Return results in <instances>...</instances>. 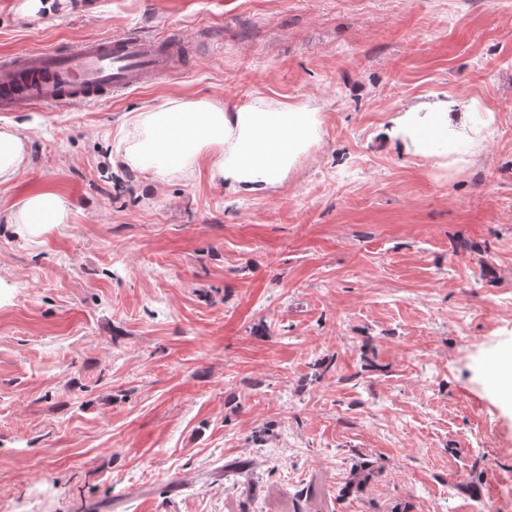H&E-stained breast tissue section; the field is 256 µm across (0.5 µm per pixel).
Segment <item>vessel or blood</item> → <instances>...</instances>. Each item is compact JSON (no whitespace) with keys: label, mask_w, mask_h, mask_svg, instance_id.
I'll return each mask as SVG.
<instances>
[{"label":"vessel or blood","mask_w":512,"mask_h":512,"mask_svg":"<svg viewBox=\"0 0 512 512\" xmlns=\"http://www.w3.org/2000/svg\"><path fill=\"white\" fill-rule=\"evenodd\" d=\"M181 38L134 32L82 41L72 50L27 52L0 65V112L22 106L75 107L135 90L168 74Z\"/></svg>","instance_id":"b4317fda"}]
</instances>
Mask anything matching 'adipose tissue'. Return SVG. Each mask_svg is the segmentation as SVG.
<instances>
[{
  "instance_id": "ef3b65f1",
  "label": "adipose tissue",
  "mask_w": 512,
  "mask_h": 512,
  "mask_svg": "<svg viewBox=\"0 0 512 512\" xmlns=\"http://www.w3.org/2000/svg\"><path fill=\"white\" fill-rule=\"evenodd\" d=\"M147 135L129 152L130 165L161 171L185 168L201 157L211 162L212 178L222 180L234 192L262 194L278 186L297 156L318 138L313 109L290 106L276 110L261 105L233 112L210 102L177 103L148 113ZM469 112L455 111L452 104L434 105L432 111L408 110L386 131L388 139L406 153L423 152L428 136H457V148L469 143ZM169 138H162V131ZM63 199L50 191L30 193L11 211L9 223L25 225L30 235L63 223Z\"/></svg>"
}]
</instances>
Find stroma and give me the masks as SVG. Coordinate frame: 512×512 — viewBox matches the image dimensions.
<instances>
[{
    "instance_id": "1",
    "label": "stroma",
    "mask_w": 512,
    "mask_h": 512,
    "mask_svg": "<svg viewBox=\"0 0 512 512\" xmlns=\"http://www.w3.org/2000/svg\"><path fill=\"white\" fill-rule=\"evenodd\" d=\"M129 30L183 62L0 112V214L67 208L0 223V512H512V0H0V62ZM445 100L468 152L386 137ZM182 101L306 105L319 138L260 195L128 165ZM26 152L21 138L0 133V186L10 183L24 167ZM66 216L63 199L54 192L30 193L19 208L8 215L7 224H24L30 235L35 236L51 224H61Z\"/></svg>"
}]
</instances>
